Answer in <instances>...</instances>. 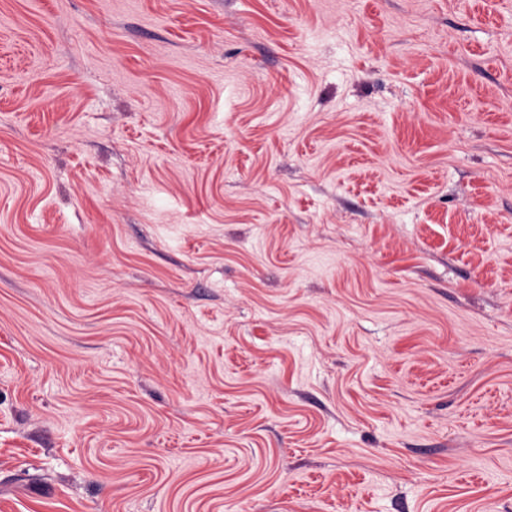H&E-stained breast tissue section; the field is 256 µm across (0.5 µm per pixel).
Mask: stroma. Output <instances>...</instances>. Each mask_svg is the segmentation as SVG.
<instances>
[{
  "label": "stroma",
  "instance_id": "stroma-1",
  "mask_svg": "<svg viewBox=\"0 0 512 512\" xmlns=\"http://www.w3.org/2000/svg\"><path fill=\"white\" fill-rule=\"evenodd\" d=\"M0 512H512V0H0Z\"/></svg>",
  "mask_w": 512,
  "mask_h": 512
}]
</instances>
